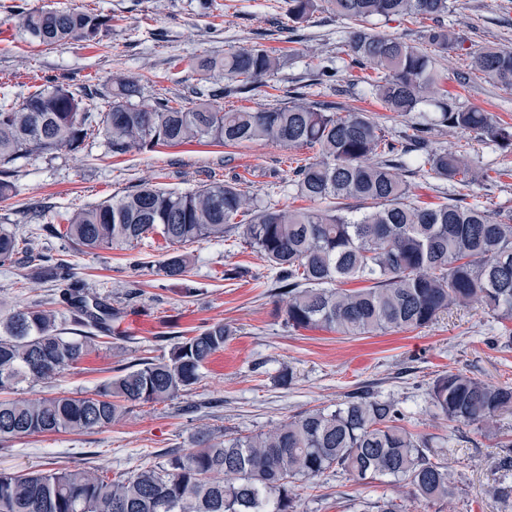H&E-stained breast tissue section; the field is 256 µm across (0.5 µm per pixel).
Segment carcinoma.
<instances>
[{
    "instance_id": "1",
    "label": "carcinoma",
    "mask_w": 512,
    "mask_h": 512,
    "mask_svg": "<svg viewBox=\"0 0 512 512\" xmlns=\"http://www.w3.org/2000/svg\"><path fill=\"white\" fill-rule=\"evenodd\" d=\"M288 20L298 23L318 0H286ZM336 14L353 23L346 68L370 70L367 85L391 112L408 116L428 100L439 80L436 56L466 52L469 72L512 88V50L465 51L466 39L440 18L452 0H329ZM18 28L45 46L70 40L98 41L112 18L94 12H64L17 6ZM425 18L433 22L424 40L433 56L397 38L374 34V18ZM206 86L192 108L158 98L149 107L131 99L134 80L112 79L105 112H89L62 85L39 88L22 103L0 96V166L17 157L58 150L80 151L92 135L103 136L113 154L193 142L224 145L275 141L315 151L294 168L288 182L312 201L334 205L311 210L272 209L239 182L212 181L177 192L142 183L120 197L77 207L59 228L46 230L79 251L137 246L159 236L167 257L160 274L184 280L190 261L178 246L195 240H227L237 229L274 271L286 297V323L326 329L343 336L388 330L415 331L453 307L477 303L499 322H512V212L491 219L476 203L460 200L419 206L402 172L409 166L462 185L482 182L464 154L434 148L433 127L474 133L512 152V126L487 112L463 109L456 99L437 100L432 122L410 126L390 138L365 112L332 111L304 102L260 112L226 111L210 86L225 79L250 93L278 70L279 57L255 46L200 64ZM44 269L53 292L34 305L0 312V395L23 383L54 379L91 352L93 330L118 323L122 312L90 293L72 265L37 252L28 239L0 228V266L18 260ZM351 280L370 283L346 289ZM69 311L70 335L57 307ZM232 330L222 322L196 335L171 336L168 356L139 359L120 369L88 396L0 398V441L38 434L84 433L118 420L128 404H153L185 394L200 382L210 358L224 349ZM434 414L448 428L486 430L512 412V384H491L460 371L437 376L427 389ZM405 411L368 391L346 402L315 408L266 432L227 438L207 429L197 448L172 452L166 464L117 479L85 469L7 472L0 470V512H296L293 488L336 468L355 482L389 477L410 487L416 499L435 502L452 495L444 449L430 435L409 431Z\"/></svg>"
}]
</instances>
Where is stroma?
Returning a JSON list of instances; mask_svg holds the SVG:
<instances>
[{
	"mask_svg": "<svg viewBox=\"0 0 512 512\" xmlns=\"http://www.w3.org/2000/svg\"><path fill=\"white\" fill-rule=\"evenodd\" d=\"M443 19L466 39L467 47L512 49V0H453ZM52 10L94 9L110 15L112 26L98 45L73 40L48 48L22 36L14 7ZM349 23L322 0L305 22L294 24L284 0H0V86L15 100L55 80L83 102L93 105L110 91L113 75L138 80L135 102L150 106L166 97L190 106L202 77L195 62L224 52L260 46L277 51L280 68L269 81L276 97L263 90L225 94L223 104L252 112L301 100L335 102L340 111L369 113L390 135L407 125L430 120L433 104L404 117L387 111L368 91L363 71L343 69ZM340 67L337 81L319 83L322 65ZM457 57L438 59V93L459 106L492 113L512 126V89L483 79L459 86L453 74ZM435 147L465 152L487 170V181L452 184L416 170L405 173L413 199L421 205L462 198L486 206L491 216L512 211V152L468 133L437 128ZM308 149L290 150L267 141L233 146L193 143L154 150L108 152L103 138L87 140L77 154L60 150L24 156L11 165L18 193L0 201V226L31 240L33 247L67 259L77 277L113 306L122 307L121 333L60 377L25 383L19 398L84 396L141 358H158L170 349L173 334L195 335L215 322L230 324L233 336L207 364L189 394L161 404L133 405L112 426L88 433L42 434L0 445V469L14 472L79 466L115 478L129 476L166 461L167 450L195 449L200 430L247 435L317 407H336L352 392L369 388L399 402L409 415V430L446 439V461L454 486L450 501L423 503L407 486L360 485L326 471L315 488L299 485L297 512H354V503L387 495L404 512H512V501L493 498L489 489L501 478L502 442L512 441V415L502 416L493 432L463 427L452 432L426 404V390L438 375L459 370L493 384L512 383V322L500 324L476 306L456 308L429 327L414 332L388 331L348 337L326 330L289 327L274 297L273 273L245 244L242 236L226 241L201 240L184 246L191 257L188 282L158 273L160 250L148 245L81 252L50 236L46 225L62 223L71 208L89 206L122 195L141 181L188 191L211 175L243 180L265 205L305 209L309 200L288 186L295 160L311 157ZM241 277L225 278V270ZM51 283L30 264L0 266V300L29 305L41 300ZM292 371L282 386V371Z\"/></svg>",
	"mask_w": 512,
	"mask_h": 512,
	"instance_id": "1",
	"label": "stroma"
}]
</instances>
